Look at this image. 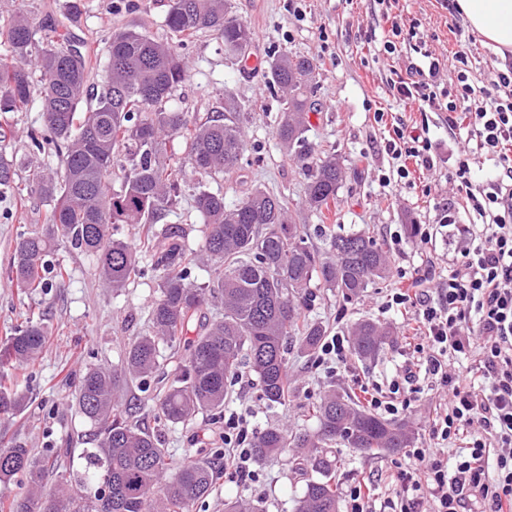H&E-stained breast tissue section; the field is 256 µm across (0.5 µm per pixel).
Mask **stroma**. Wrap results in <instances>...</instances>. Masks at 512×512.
Segmentation results:
<instances>
[{
	"instance_id": "1",
	"label": "stroma",
	"mask_w": 512,
	"mask_h": 512,
	"mask_svg": "<svg viewBox=\"0 0 512 512\" xmlns=\"http://www.w3.org/2000/svg\"><path fill=\"white\" fill-rule=\"evenodd\" d=\"M78 3L79 14L73 33L87 40L98 56L96 83L107 77L106 45L112 31L135 29L164 39L169 0H0V13L23 9L34 22L66 13L70 3ZM232 15L248 24L255 44L246 60L225 53L222 41L210 32L198 33L179 49L189 63V77L171 102L172 107L203 116L221 110L225 94H233L243 105V124L248 150L239 167L218 180H198L190 176L178 207L167 221L182 225L186 242L196 248L202 242L204 219L195 209L194 186L204 183L221 191L226 202L241 200L260 187L288 196L294 204V217L308 226L309 244L323 249L327 243L315 232L316 220L304 210V178L285 158L274 137L280 120L279 92L269 85L266 71L269 57L290 52L313 58L319 66L313 98L318 110L310 116V142L320 148L335 149L344 160L348 177L331 218L341 231L363 229L375 236L391 256V272L376 281L359 297L345 299L330 292L319 293L313 314L328 325L330 332H349L359 321L370 320L390 326L393 340L374 361L349 357L346 365L329 370L315 367L313 359L292 353L288 356V379L294 396L285 406H269L262 398L258 379L242 371L232 385L225 413L245 417L255 430L279 426L290 430L313 428L306 415L308 406L328 391L362 399L360 383L386 384L399 373L412 348L404 339L401 317L385 302L394 289L404 287L402 273L415 268L433 267L436 275H447L450 261L464 241V230L475 224V217L461 213L458 223L439 227L440 209L455 194L447 178L435 186L417 179L399 185H385L384 174L393 169L385 150V129L377 123V111L402 113L404 107L394 96L390 80L404 73L414 52L401 46L386 53L383 43L390 36L391 23L375 11L372 0H229ZM399 22H418L419 35L428 50L442 57H453L459 43L470 50L473 80H483L494 65L496 55L468 24L452 29L449 12L441 0H398L393 10ZM40 103L27 111L0 113V155L12 159L17 181H24L34 154L27 133L40 128ZM45 202L33 199L20 204L0 188V342L25 318L40 319L48 329V343L33 373L18 372L12 385L25 393L28 406L14 415H0V440L30 448L47 456L68 449L71 463L81 467L86 448L88 424L75 411L76 385L87 368L118 364L132 341L147 335V310L158 297V278L152 271L128 284L122 291L107 288L99 277L95 256L77 250L61 249L60 260L70 277L64 283L25 294L9 273L13 244L18 233L42 223ZM414 224H435L439 230L428 244H421L410 231ZM399 242H392V234ZM411 394L408 410L398 419L415 430V444L431 442L434 421L444 413L451 395L428 377H420ZM154 379H121L118 394L124 403L138 404L140 426L159 433L174 464L185 459L211 460V451L224 445V425L209 413L197 415L185 425L159 428L154 419ZM338 460L336 481L346 489L353 478L372 477L377 497H395L394 453L372 455L342 445L332 450ZM296 449L262 460L258 477L240 482L223 475L196 512H224L230 501H254L263 512H294L295 502L305 483L313 478L311 467H298Z\"/></svg>"
}]
</instances>
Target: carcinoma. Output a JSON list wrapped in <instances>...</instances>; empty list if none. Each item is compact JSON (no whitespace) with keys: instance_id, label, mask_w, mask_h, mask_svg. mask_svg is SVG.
Here are the masks:
<instances>
[{"instance_id":"1","label":"carcinoma","mask_w":512,"mask_h":512,"mask_svg":"<svg viewBox=\"0 0 512 512\" xmlns=\"http://www.w3.org/2000/svg\"><path fill=\"white\" fill-rule=\"evenodd\" d=\"M165 26L169 41L130 29L113 33L107 41V81L92 98L96 63L64 24H49L53 35L39 45L27 15H0V38L7 44L0 56V112H20L39 96L44 128L30 134L31 148L60 161L58 173L45 163L31 167L20 185L13 164L0 156V186L25 200L52 203L43 229L15 239L10 272L18 287L36 290L49 287L51 279L65 281L67 266L49 259L64 245L95 256L109 288L118 290L140 277L147 262L160 289L149 311L154 335L130 345L121 371L93 368L80 378L78 408L96 443L84 450L82 470H62L19 444L0 445V484L20 475L25 485L7 502L8 512H193L216 472L205 461L171 466L159 435L141 428L130 408L115 403L118 373L161 374L154 419L162 427L223 411L243 367L257 376L264 400L285 405L293 397L289 352L295 346L315 354L328 332L308 316L315 289L352 298L390 272L389 256L374 237L361 230L337 233L324 223L346 175L336 152L316 150L306 136L318 66L304 56L279 54L268 61L267 75L282 92L275 137L300 168L306 204L329 250L307 243L306 225L293 219L288 197L260 188L229 204L219 191H199L195 203L205 231L197 249L186 244L180 225L163 223L187 186L186 170L213 179L237 168L247 151L234 97L224 95V110L203 117L169 108L187 77L172 40L208 30L225 50L240 54L253 39L251 28L229 15L228 0H170ZM119 155L123 176L116 191ZM114 224L143 225L139 249L114 238ZM203 255L210 260L208 280L197 286L191 276ZM216 303L224 306V318L188 338L204 308ZM47 336L41 322L29 319L0 347L1 415L22 409V397L5 380L35 360ZM350 336L354 353L371 359L392 332L365 320L354 324ZM312 413V430L290 433L271 426L253 439L259 460L286 448L308 449L318 477L307 481L296 512H338L331 448L398 452L415 442L409 424L382 419L334 390ZM51 471L56 478L49 487Z\"/></svg>"}]
</instances>
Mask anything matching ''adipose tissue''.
Instances as JSON below:
<instances>
[{"mask_svg":"<svg viewBox=\"0 0 512 512\" xmlns=\"http://www.w3.org/2000/svg\"><path fill=\"white\" fill-rule=\"evenodd\" d=\"M455 7L497 54L512 53V0H455Z\"/></svg>","mask_w":512,"mask_h":512,"instance_id":"1","label":"adipose tissue"}]
</instances>
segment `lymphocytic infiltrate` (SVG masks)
I'll list each match as a JSON object with an SVG mask.
<instances>
[{"mask_svg": "<svg viewBox=\"0 0 512 512\" xmlns=\"http://www.w3.org/2000/svg\"><path fill=\"white\" fill-rule=\"evenodd\" d=\"M455 58L449 70L435 54L421 51L392 83L410 110L445 112L449 136L482 151L493 173L476 181L467 156L459 155L449 180L467 210L480 217L479 232L447 276L418 271L411 287L395 289L388 300L412 310L422 335L403 381L415 380L421 368L452 393L451 408L434 430L437 445L410 449L407 462L396 463L400 491L390 512H473L476 500L489 512H512V59L492 68L479 86L470 81L466 50ZM388 135L398 179L437 176L440 159L426 127L402 119ZM452 354L478 364L449 372ZM252 434L242 417L232 414L224 422V467L243 481L255 476ZM458 436L465 447L447 458L443 445ZM494 444L502 452L493 459Z\"/></svg>", "mask_w": 512, "mask_h": 512, "instance_id": "obj_1", "label": "lymphocytic infiltrate"}]
</instances>
